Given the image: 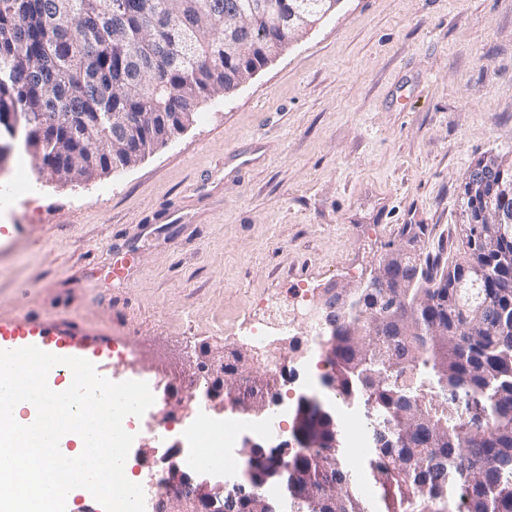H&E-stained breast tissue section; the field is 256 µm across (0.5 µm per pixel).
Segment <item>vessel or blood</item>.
Here are the masks:
<instances>
[{"label": "vessel or blood", "instance_id": "b4317fda", "mask_svg": "<svg viewBox=\"0 0 512 512\" xmlns=\"http://www.w3.org/2000/svg\"><path fill=\"white\" fill-rule=\"evenodd\" d=\"M28 345L59 356L85 358L102 371L112 368V352L118 349L119 342L108 330L50 318L36 311L0 308V349Z\"/></svg>", "mask_w": 512, "mask_h": 512}]
</instances>
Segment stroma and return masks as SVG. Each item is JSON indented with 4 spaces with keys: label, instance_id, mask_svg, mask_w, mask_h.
<instances>
[{
    "label": "stroma",
    "instance_id": "stroma-1",
    "mask_svg": "<svg viewBox=\"0 0 512 512\" xmlns=\"http://www.w3.org/2000/svg\"><path fill=\"white\" fill-rule=\"evenodd\" d=\"M512 160V0H339L319 25L129 168L34 171L0 225V301L138 337L193 372L267 293L293 302L386 251L462 250L460 186ZM125 260V280L112 277Z\"/></svg>",
    "mask_w": 512,
    "mask_h": 512
}]
</instances>
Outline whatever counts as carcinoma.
Wrapping results in <instances>:
<instances>
[{
  "mask_svg": "<svg viewBox=\"0 0 512 512\" xmlns=\"http://www.w3.org/2000/svg\"><path fill=\"white\" fill-rule=\"evenodd\" d=\"M245 0H0V146L32 150L39 169L66 181L117 170L153 150L194 116L201 100L229 93L288 43L300 18L322 0H287L251 11L239 47ZM144 118L130 134L112 126ZM463 255L447 262L416 255L401 270L412 286L346 289L348 302L326 336L336 375L324 384L372 413L368 465L377 510L351 487L336 415L314 396L297 403L280 463L255 444L245 481L265 496L231 499L218 484L202 490L211 512H512V240L502 258L462 231ZM485 270L479 305L454 282ZM241 351L225 354L224 388L238 378ZM466 395L464 411L452 406ZM288 488L279 503L265 495Z\"/></svg>",
  "mask_w": 512,
  "mask_h": 512,
  "instance_id": "carcinoma-1",
  "label": "carcinoma"
}]
</instances>
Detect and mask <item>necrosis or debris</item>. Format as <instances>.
I'll use <instances>...</instances> for the list:
<instances>
[{
    "mask_svg": "<svg viewBox=\"0 0 512 512\" xmlns=\"http://www.w3.org/2000/svg\"><path fill=\"white\" fill-rule=\"evenodd\" d=\"M252 304L259 307L260 313L241 324L240 330L250 338L253 349L261 352L262 361L256 376L242 379L223 406H214L212 382L205 372L186 375L159 353L145 367L137 365L136 354L126 353L122 348L116 350L113 359L116 368H128L145 375L156 403L168 406L173 393L186 394L195 411L192 424H185L174 414L157 423L147 422L146 433L159 446L165 447L167 454L181 457L189 476L220 480L228 489L238 484L237 463L245 454L244 444L258 437L269 443L271 455H278L285 441L288 393L319 390L320 378L327 371L325 357L319 352L323 334L320 317L311 306L303 304L290 311L266 295L256 296ZM298 321L307 325L308 334L301 341L300 356L288 368L272 353L271 346L279 337L287 335ZM326 400L345 427L350 464L360 467L371 446L370 414L364 407H352L334 394L327 395ZM259 401L265 403V412L249 417L245 405ZM216 434L222 436L225 447L230 450L228 464L223 469L213 467L208 461L210 440Z\"/></svg>",
    "mask_w": 512,
    "mask_h": 512,
    "instance_id": "necrosis-or-debris-1",
    "label": "necrosis or debris"
}]
</instances>
